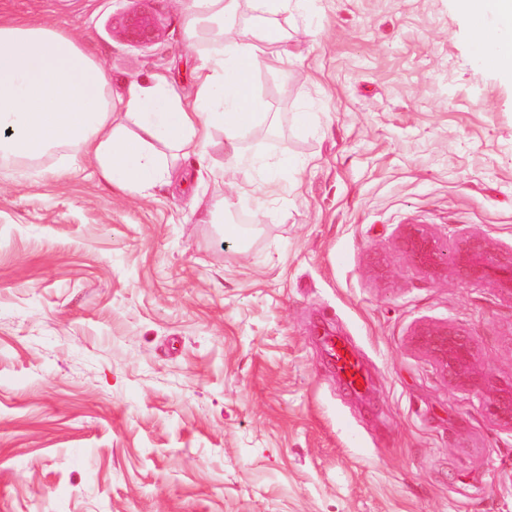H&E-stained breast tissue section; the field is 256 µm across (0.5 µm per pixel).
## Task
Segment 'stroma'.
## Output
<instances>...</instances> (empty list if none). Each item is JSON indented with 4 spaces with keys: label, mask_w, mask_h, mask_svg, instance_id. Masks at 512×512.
I'll list each match as a JSON object with an SVG mask.
<instances>
[{
    "label": "stroma",
    "mask_w": 512,
    "mask_h": 512,
    "mask_svg": "<svg viewBox=\"0 0 512 512\" xmlns=\"http://www.w3.org/2000/svg\"><path fill=\"white\" fill-rule=\"evenodd\" d=\"M132 10L159 39L116 36ZM0 17L74 34L114 89L193 82L181 0H0ZM306 24L301 61L255 76L279 128L246 151L307 164L266 208L196 223V198L249 177L220 156L148 197L90 165L55 180L48 157L29 180L0 170V512H512V431L408 344L455 324L512 379V298L398 247L407 224L512 247V81L475 58L456 0H311ZM324 341L328 354L336 363L347 384L356 390H360L365 384V376L353 352L341 339L325 336ZM357 380H360V383H357Z\"/></svg>",
    "instance_id": "1"
}]
</instances>
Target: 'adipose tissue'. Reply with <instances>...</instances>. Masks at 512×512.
Segmentation results:
<instances>
[{"label": "adipose tissue", "instance_id": "adipose-tissue-1", "mask_svg": "<svg viewBox=\"0 0 512 512\" xmlns=\"http://www.w3.org/2000/svg\"><path fill=\"white\" fill-rule=\"evenodd\" d=\"M242 1L188 0V38L210 47L198 57L191 92L162 76L132 80L119 115L107 71L78 38L46 23L0 20V168L25 180L50 155L55 177L89 163L113 187L146 193L171 181L175 159L221 154L256 173L251 193L273 197L297 187L303 162L283 156L268 163L263 154H245L244 141L269 119L254 95L257 71L301 58L285 22L307 0H246L251 16L243 24ZM458 6L484 21L473 32L477 59L512 77V0Z\"/></svg>", "mask_w": 512, "mask_h": 512}]
</instances>
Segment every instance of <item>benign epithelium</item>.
I'll return each mask as SVG.
<instances>
[{
	"mask_svg": "<svg viewBox=\"0 0 512 512\" xmlns=\"http://www.w3.org/2000/svg\"><path fill=\"white\" fill-rule=\"evenodd\" d=\"M117 34L133 44H148L160 36L153 18L130 12L118 23ZM398 244L412 264L435 278L488 282L512 297V248L496 249L475 232L460 235L451 247L442 246L420 224H406ZM409 345L430 357L448 386L486 396L485 408L499 426L512 431V379L503 380L480 365L474 337L452 323H417Z\"/></svg>",
	"mask_w": 512,
	"mask_h": 512,
	"instance_id": "obj_1",
	"label": "benign epithelium"
}]
</instances>
